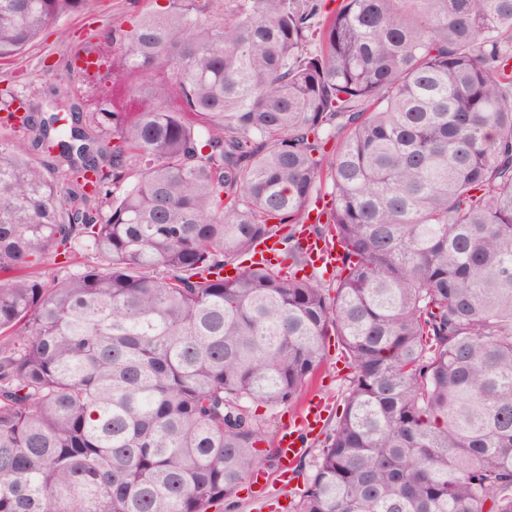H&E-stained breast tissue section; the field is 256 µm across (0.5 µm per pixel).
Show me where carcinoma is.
<instances>
[{"label":"carcinoma","instance_id":"cac0c4a2","mask_svg":"<svg viewBox=\"0 0 512 512\" xmlns=\"http://www.w3.org/2000/svg\"><path fill=\"white\" fill-rule=\"evenodd\" d=\"M86 2L0 0V60ZM103 43L70 126L0 118V512H209L330 336L292 512H512V0H168ZM314 223L304 224L303 238L306 240L308 248V257L311 264L317 266H334L336 263V253L334 249H331L325 244L320 235L314 233L311 229Z\"/></svg>","mask_w":512,"mask_h":512}]
</instances>
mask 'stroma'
<instances>
[{
    "instance_id": "35a3bbf8",
    "label": "stroma",
    "mask_w": 512,
    "mask_h": 512,
    "mask_svg": "<svg viewBox=\"0 0 512 512\" xmlns=\"http://www.w3.org/2000/svg\"><path fill=\"white\" fill-rule=\"evenodd\" d=\"M165 2L166 0H87L80 12L62 16L24 53L11 63L0 66V90L24 92L27 100L37 104L63 97L67 90L79 85L78 77L63 64L72 43L128 28L136 15L155 10L157 5ZM349 373L339 348L330 347L324 370L318 373L306 391L307 396L324 399L327 410L320 429L309 436V451L297 461L295 478L288 487H281L272 478L277 469L274 453L281 429L288 426L301 405L294 402L273 408L264 405L257 407L256 412L265 433L262 448L267 456L262 471L270 476L265 491L267 502L273 503L285 498L291 500L304 490L308 477L314 471L319 450L326 436L333 430L337 416L343 411Z\"/></svg>"
}]
</instances>
